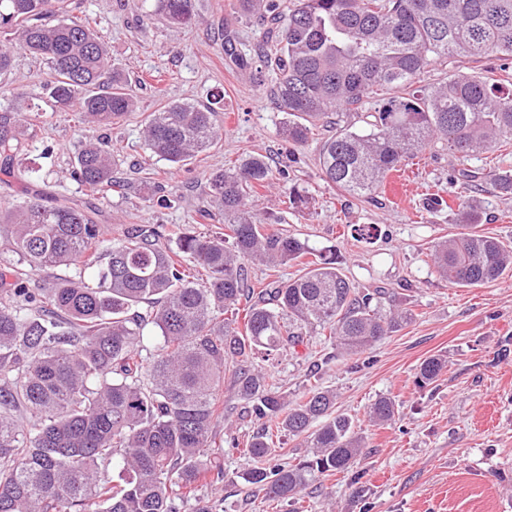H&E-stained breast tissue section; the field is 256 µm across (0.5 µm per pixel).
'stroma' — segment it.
<instances>
[{
  "label": "stroma",
  "instance_id": "1",
  "mask_svg": "<svg viewBox=\"0 0 512 512\" xmlns=\"http://www.w3.org/2000/svg\"><path fill=\"white\" fill-rule=\"evenodd\" d=\"M237 0H197L198 20L180 30L153 15L154 0H69L71 15L90 17L105 37L115 70L131 81L138 106L109 126H88L73 112H55L43 84L41 59L15 51L13 68L0 75V106L22 112L39 108L44 124L22 137L14 177L0 174V203L21 191L65 198L95 211L109 238L132 224H180L200 233L219 227L200 212L205 175L256 153L287 161V179L257 188V213L282 215L284 232L309 248L335 253L344 275L360 289L389 288L412 319L370 349L333 357L325 336L270 359L266 367L289 401L308 388L332 390L338 411L350 415L364 450L347 470L315 478L294 499L271 501L243 473L252 461L244 450L257 424L243 402L224 390L232 434L216 426L224 449V478L199 486L205 499L220 498L224 512H512V271L476 287L450 285L431 259L434 245L461 232L459 203L479 202L473 230L512 247V195L501 193L490 173L497 150L465 161L426 150L390 174L371 199H356L325 182L319 165L321 136L288 162L281 135L287 116L270 98V82L253 69L230 65L221 22L235 28V53L247 54L260 27L240 19ZM172 99L210 106L223 131L218 145L173 167L151 157L143 137L151 112ZM102 137L118 150L116 174L126 196L94 195L69 176L75 147ZM476 172L475 181L453 178L454 169ZM181 195L180 207L145 203L148 187ZM304 191L306 207L291 208L290 189ZM371 224L373 238L355 226ZM437 356L446 366L438 379L419 386L420 364ZM396 405L392 422L374 424L369 408L379 397Z\"/></svg>",
  "mask_w": 512,
  "mask_h": 512
}]
</instances>
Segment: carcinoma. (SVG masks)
Wrapping results in <instances>:
<instances>
[{"instance_id":"carcinoma-1","label":"carcinoma","mask_w":512,"mask_h":512,"mask_svg":"<svg viewBox=\"0 0 512 512\" xmlns=\"http://www.w3.org/2000/svg\"><path fill=\"white\" fill-rule=\"evenodd\" d=\"M240 12L272 25L254 51L256 72L275 75L271 96L288 115L282 135L294 148L327 124L323 179L367 198L385 176L428 147L459 160L512 143V89L484 76L450 75L420 85L428 69L458 57L512 59V0H237ZM169 27L197 18L196 0H155ZM19 48L45 60L44 86L58 110L78 108L86 124L108 125L133 111L126 81L87 19L66 0H0V73ZM371 106L366 127L359 113ZM207 105L171 101L145 126L149 152L180 166L220 140ZM24 121L0 108V157L13 161ZM112 147L88 139L75 152L73 179L92 194L120 192ZM253 155L205 176L210 208L224 225L196 235L168 224H132L104 237L94 214L65 200L26 196L0 206V512H182L205 479L224 476L213 428L229 377L234 395L261 422L245 449L258 465L243 480L277 499L317 475L347 469L362 439L336 396L314 389L289 404L257 355L270 356L329 330L338 352L359 353L411 319L387 309L386 288L361 291L323 253L293 278L257 290L249 265L288 266L309 254L281 217L252 210L259 186L285 178ZM512 193V168L493 174ZM174 236L177 251L163 240ZM432 258L448 283L472 287L512 269V248L475 232L437 242ZM78 266L96 276L28 286L34 269ZM244 328H239V313ZM152 326L155 343L144 344ZM444 368L431 357L419 382ZM395 414L383 397L373 422ZM305 436L308 458L276 462V439ZM117 471L118 482L108 477Z\"/></svg>"}]
</instances>
